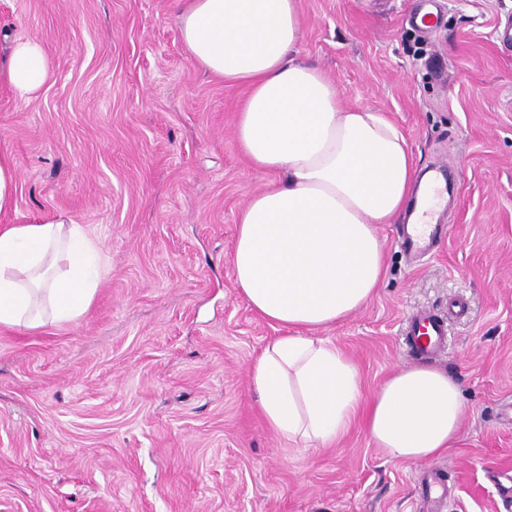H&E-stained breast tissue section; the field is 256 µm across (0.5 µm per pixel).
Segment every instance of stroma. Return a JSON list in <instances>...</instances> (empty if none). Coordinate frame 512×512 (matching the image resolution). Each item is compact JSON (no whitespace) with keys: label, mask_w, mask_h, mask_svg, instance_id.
Listing matches in <instances>:
<instances>
[{"label":"stroma","mask_w":512,"mask_h":512,"mask_svg":"<svg viewBox=\"0 0 512 512\" xmlns=\"http://www.w3.org/2000/svg\"><path fill=\"white\" fill-rule=\"evenodd\" d=\"M300 0L301 54L346 104L385 112L419 171L454 193L418 260L380 227L374 298L326 336L375 388L425 362L459 383L458 442L429 462L388 457L354 427L333 448L276 436L249 367L276 334L237 288L241 207L265 182L239 151L241 85L195 65L177 0H0V55L40 40L53 77L30 102L0 86V154L17 169L4 224L81 225L101 268L77 321L0 326V512H418L438 469L442 512H512V0ZM449 320L444 353L404 336Z\"/></svg>","instance_id":"stroma-1"}]
</instances>
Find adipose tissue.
Returning a JSON list of instances; mask_svg holds the SVG:
<instances>
[{
  "label": "adipose tissue",
  "instance_id": "obj_1",
  "mask_svg": "<svg viewBox=\"0 0 512 512\" xmlns=\"http://www.w3.org/2000/svg\"><path fill=\"white\" fill-rule=\"evenodd\" d=\"M181 39L206 73L245 84L241 153L274 180L240 210L232 266L250 308L277 329L249 373L268 426L290 441L336 443L363 422L377 448L436 458L460 435L458 382L430 364L404 366L375 390L324 331L374 297L385 272L383 224L433 221L435 181L417 173L404 134L383 113L344 103L335 81L299 57V0H181ZM46 47L18 37L0 84L30 102L52 77ZM83 228L61 220L0 228V326L79 319L99 273Z\"/></svg>",
  "mask_w": 512,
  "mask_h": 512
}]
</instances>
